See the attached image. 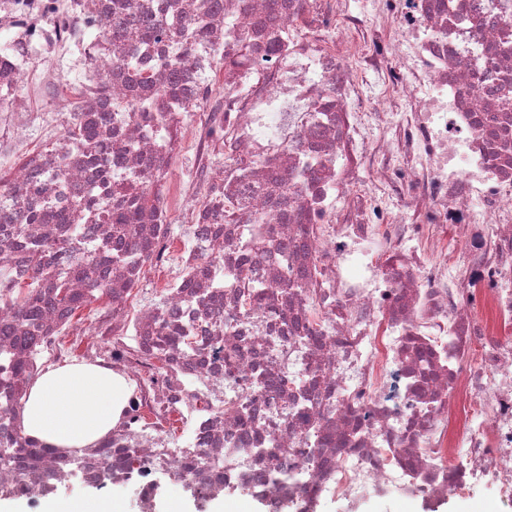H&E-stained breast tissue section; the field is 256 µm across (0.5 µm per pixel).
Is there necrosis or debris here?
<instances>
[{
  "instance_id": "obj_1",
  "label": "necrosis or debris",
  "mask_w": 512,
  "mask_h": 512,
  "mask_svg": "<svg viewBox=\"0 0 512 512\" xmlns=\"http://www.w3.org/2000/svg\"><path fill=\"white\" fill-rule=\"evenodd\" d=\"M170 14L204 18L203 47L149 43L125 64L116 27ZM115 100L132 112L105 114ZM99 121L109 169L71 136ZM185 142L193 164L175 180ZM119 172L144 176L158 206L128 237L149 243L146 264L208 268L160 306L138 288L133 325L134 267L92 275L114 251ZM219 176L232 224L207 206ZM0 190V441L14 445L1 491L34 508L78 470L147 501L167 472L268 512L370 489L512 492V0H0ZM28 235L75 296L106 292L89 321L42 303L28 336L6 300L38 272ZM244 261L269 287L247 308L249 282L229 278ZM63 330L128 382L109 448L133 449L134 468L109 448L28 445L17 410L66 356ZM173 418L189 427L178 444Z\"/></svg>"
}]
</instances>
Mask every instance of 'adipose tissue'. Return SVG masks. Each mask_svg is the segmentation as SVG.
Returning a JSON list of instances; mask_svg holds the SVG:
<instances>
[{
	"label": "adipose tissue",
	"mask_w": 512,
	"mask_h": 512,
	"mask_svg": "<svg viewBox=\"0 0 512 512\" xmlns=\"http://www.w3.org/2000/svg\"><path fill=\"white\" fill-rule=\"evenodd\" d=\"M126 398L125 380L110 370L51 365L22 402L21 428L46 445L78 451L111 433Z\"/></svg>",
	"instance_id": "ef3b65f1"
}]
</instances>
